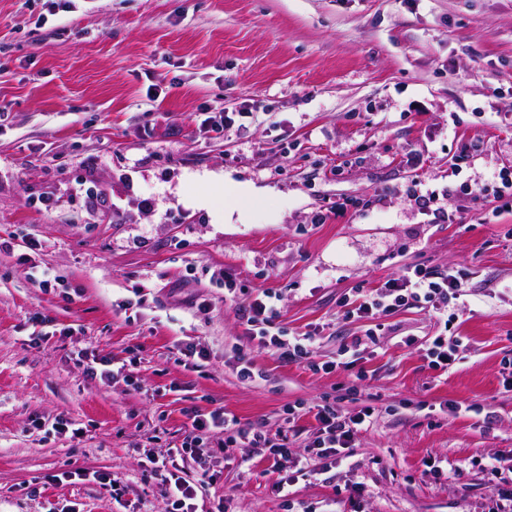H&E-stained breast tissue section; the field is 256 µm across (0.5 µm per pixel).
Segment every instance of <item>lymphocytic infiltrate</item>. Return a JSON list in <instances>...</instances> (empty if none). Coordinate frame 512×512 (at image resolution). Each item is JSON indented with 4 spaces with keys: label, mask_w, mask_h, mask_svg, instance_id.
Wrapping results in <instances>:
<instances>
[{
    "label": "lymphocytic infiltrate",
    "mask_w": 512,
    "mask_h": 512,
    "mask_svg": "<svg viewBox=\"0 0 512 512\" xmlns=\"http://www.w3.org/2000/svg\"><path fill=\"white\" fill-rule=\"evenodd\" d=\"M464 286L460 272L441 273L418 264L370 291L344 297L340 307L347 320L380 322L410 306L427 309L440 319L447 315L450 304L459 299ZM278 300V294L269 289L243 297L238 304V315L260 349L285 362L310 363L315 353L314 335L305 333L284 339L282 331L275 326L280 314ZM373 414L370 407L347 416L331 406H319L315 415L312 454L320 460L349 457L358 435L371 424ZM218 430L224 433L225 446L241 443L250 448H263L272 458L285 459L290 455L287 436L270 437L264 430L241 423L220 409L191 410L187 415L186 436L177 453L192 457L198 465L199 476L190 480L172 471L162 477L172 512H193L198 490L210 478L205 447L213 432Z\"/></svg>",
    "instance_id": "1"
}]
</instances>
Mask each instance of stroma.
Returning a JSON list of instances; mask_svg holds the SVG:
<instances>
[{
	"label": "stroma",
	"instance_id": "35a3bbf8",
	"mask_svg": "<svg viewBox=\"0 0 512 512\" xmlns=\"http://www.w3.org/2000/svg\"><path fill=\"white\" fill-rule=\"evenodd\" d=\"M204 112L237 118L219 135ZM510 167L512 0H0V512H167L148 459L180 447L186 409L272 434L295 409L300 459L325 403L375 410L349 458L284 498L288 464L214 435L197 512L229 490L230 512H350L356 482L363 512H482L486 464L512 457V211L483 223L463 190ZM227 176L257 192L228 224ZM28 243L50 287L17 262ZM417 264L465 274L447 326L410 308L370 340L342 319ZM228 272L279 294L288 336L319 330L316 361L361 341L354 370L259 350ZM443 329L466 351L439 373L422 350ZM81 351L126 372L89 379ZM58 417L81 436L45 432Z\"/></svg>",
	"mask_w": 512,
	"mask_h": 512
}]
</instances>
